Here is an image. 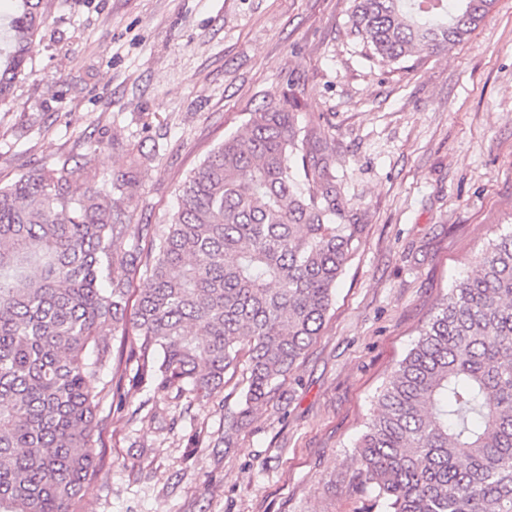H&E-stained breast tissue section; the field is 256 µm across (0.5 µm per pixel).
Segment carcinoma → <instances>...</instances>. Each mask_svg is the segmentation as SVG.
Segmentation results:
<instances>
[{
    "label": "carcinoma",
    "mask_w": 512,
    "mask_h": 512,
    "mask_svg": "<svg viewBox=\"0 0 512 512\" xmlns=\"http://www.w3.org/2000/svg\"><path fill=\"white\" fill-rule=\"evenodd\" d=\"M0 32V105L32 75L43 0H14ZM493 0H353L351 27L398 63L459 44ZM297 97L250 113L186 178L168 223H132L138 167L67 158L0 186V506L80 512L102 457L103 401L132 380L210 395L239 367L228 438L321 335L359 228L340 223ZM300 164L288 166V155ZM131 242L117 251L119 240ZM140 289L127 319L132 284ZM355 478L379 512H512V229L455 281L374 397Z\"/></svg>",
    "instance_id": "carcinoma-1"
}]
</instances>
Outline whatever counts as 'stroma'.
<instances>
[{"label": "stroma", "instance_id": "1", "mask_svg": "<svg viewBox=\"0 0 512 512\" xmlns=\"http://www.w3.org/2000/svg\"><path fill=\"white\" fill-rule=\"evenodd\" d=\"M351 0H49L36 73L0 106V184L73 158L140 169L138 224L250 112L296 94L357 224L321 335L224 440L242 375L208 399L125 382L99 414L105 458L82 512H369L353 445L374 397L452 283L512 226V0L464 42L367 57ZM203 442L191 443L194 433Z\"/></svg>", "mask_w": 512, "mask_h": 512}]
</instances>
